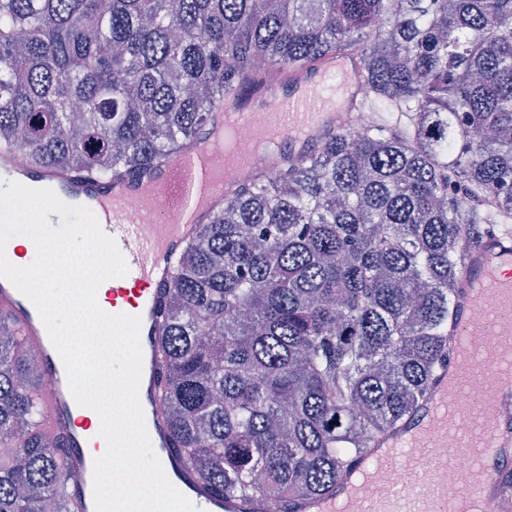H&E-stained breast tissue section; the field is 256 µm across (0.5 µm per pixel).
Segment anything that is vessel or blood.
<instances>
[{"mask_svg": "<svg viewBox=\"0 0 512 512\" xmlns=\"http://www.w3.org/2000/svg\"><path fill=\"white\" fill-rule=\"evenodd\" d=\"M362 70L357 53L340 51L314 66L290 70L273 84L226 96L213 133L153 169L108 182L81 172L37 169L39 181L69 205L88 207L111 237L128 267L106 292L114 314L141 318L142 376L139 398L152 448L170 482L198 512H266L258 497H216L188 469L161 413L158 388L162 362L157 345L158 313L174 276V259L234 193L256 172L273 174L277 163L315 153L337 130L338 115L360 111ZM264 129L272 153L257 152L240 139L241 128ZM229 134L232 151L217 144ZM0 308L23 336L42 342L49 421L67 450L62 489L81 512H95L94 460L90 440L100 418L74 400L62 359L34 304L0 277ZM494 329L500 355L487 361L483 336ZM512 229H491L468 248L452 304L448 359L442 363L417 412L352 458L335 489L298 498V512H468L467 501L485 498L486 512H512ZM484 468L479 488L457 481L456 459ZM391 463L402 474L383 483L376 465Z\"/></svg>", "mask_w": 512, "mask_h": 512, "instance_id": "b4317fda", "label": "vessel or blood"}]
</instances>
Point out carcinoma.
Instances as JSON below:
<instances>
[{
  "label": "carcinoma",
  "mask_w": 512,
  "mask_h": 512,
  "mask_svg": "<svg viewBox=\"0 0 512 512\" xmlns=\"http://www.w3.org/2000/svg\"><path fill=\"white\" fill-rule=\"evenodd\" d=\"M348 49L370 124L224 198L159 313L189 467L276 512L416 412L463 254L512 220V0H0V147L101 181L181 152L246 82ZM43 390L0 310V512H74Z\"/></svg>",
  "instance_id": "cac0c4a2"
}]
</instances>
